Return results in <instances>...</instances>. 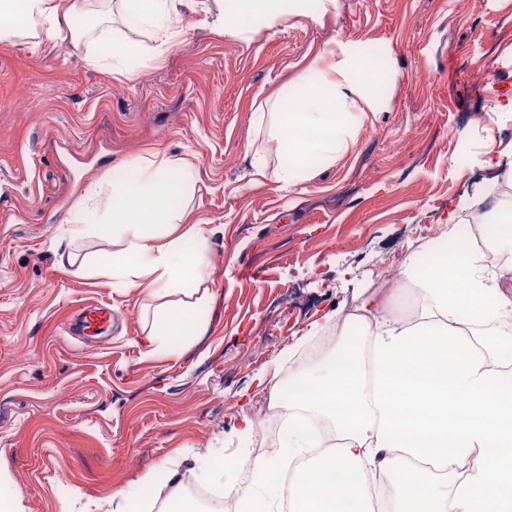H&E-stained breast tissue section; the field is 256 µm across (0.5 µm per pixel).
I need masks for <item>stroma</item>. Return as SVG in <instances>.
Returning <instances> with one entry per match:
<instances>
[{"label": "stroma", "mask_w": 512, "mask_h": 512, "mask_svg": "<svg viewBox=\"0 0 512 512\" xmlns=\"http://www.w3.org/2000/svg\"><path fill=\"white\" fill-rule=\"evenodd\" d=\"M206 2L179 0L174 44L122 73L89 60L101 41L148 40L119 16L77 20V42L0 40V476L23 512H85L148 470L209 486L204 456L241 454L238 415L268 397L257 376H283L328 313L425 252L422 225L466 223L497 183L485 159L512 148V0H327L245 35L217 32ZM350 55L388 74L374 110L336 163L284 188L253 113ZM146 152L195 166L212 261L206 331L170 355L141 341L160 298L83 262L110 256L111 235L73 241L66 224L84 186ZM97 304L110 333L72 335Z\"/></svg>", "instance_id": "stroma-1"}]
</instances>
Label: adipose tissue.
<instances>
[{"label": "adipose tissue", "instance_id": "ef3b65f1", "mask_svg": "<svg viewBox=\"0 0 512 512\" xmlns=\"http://www.w3.org/2000/svg\"><path fill=\"white\" fill-rule=\"evenodd\" d=\"M133 27L153 41L113 43L112 66L152 58L171 46L175 0H119ZM219 27L234 33L253 22L287 15L289 0H212ZM91 0H0V36L23 25L52 39L88 13ZM380 80L370 61L344 58L311 77L287 108L254 113L277 145L279 179L293 186L313 161L335 163L355 142ZM193 167L156 152L122 163L119 171L85 186L69 218L70 237L112 232L120 248L94 273L122 288L161 297L192 292L208 278L211 260L201 224L191 222ZM486 248H459L447 262L424 266L411 252L400 274L412 280L414 319L398 313L391 297H370L348 315L360 336L342 331L332 357L295 377L289 392L270 389L271 404L310 408L330 421L335 442L321 449L318 435L292 418L277 450L255 457H208L205 473L223 481L244 469L246 483H225L241 512H373L370 478L388 477L391 512H512V209L485 225ZM202 328L198 306L164 305L146 340L164 352L175 336ZM477 456L468 472L466 454ZM288 475L280 484L278 475Z\"/></svg>", "mask_w": 512, "mask_h": 512}]
</instances>
